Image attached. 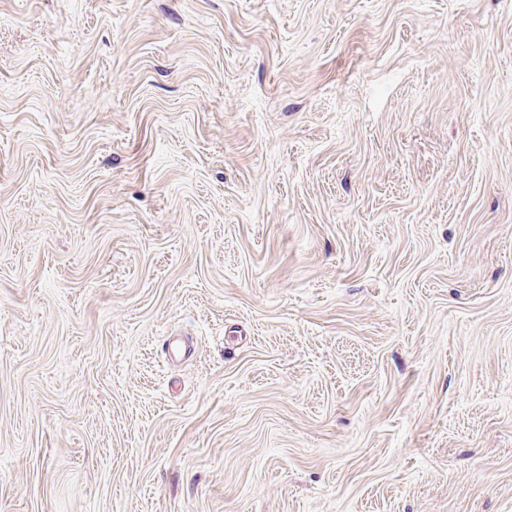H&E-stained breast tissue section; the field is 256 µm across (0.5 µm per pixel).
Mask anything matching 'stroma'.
Returning a JSON list of instances; mask_svg holds the SVG:
<instances>
[{"label": "stroma", "instance_id": "obj_1", "mask_svg": "<svg viewBox=\"0 0 512 512\" xmlns=\"http://www.w3.org/2000/svg\"><path fill=\"white\" fill-rule=\"evenodd\" d=\"M0 512H512V0H0Z\"/></svg>", "mask_w": 512, "mask_h": 512}]
</instances>
